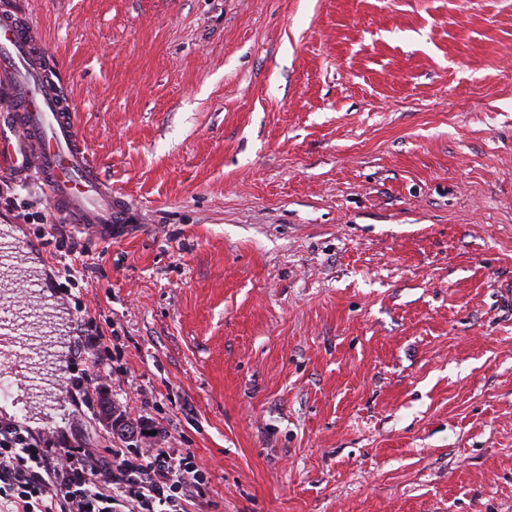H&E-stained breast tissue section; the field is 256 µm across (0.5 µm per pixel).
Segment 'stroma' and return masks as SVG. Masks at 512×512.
I'll use <instances>...</instances> for the list:
<instances>
[{
    "instance_id": "35a3bbf8",
    "label": "stroma",
    "mask_w": 512,
    "mask_h": 512,
    "mask_svg": "<svg viewBox=\"0 0 512 512\" xmlns=\"http://www.w3.org/2000/svg\"><path fill=\"white\" fill-rule=\"evenodd\" d=\"M131 217L92 263L134 436L190 449L189 512H512V0H27Z\"/></svg>"
}]
</instances>
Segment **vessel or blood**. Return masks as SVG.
Segmentation results:
<instances>
[{"instance_id":"b4317fda","label":"vessel or blood","mask_w":512,"mask_h":512,"mask_svg":"<svg viewBox=\"0 0 512 512\" xmlns=\"http://www.w3.org/2000/svg\"><path fill=\"white\" fill-rule=\"evenodd\" d=\"M70 71L52 61L34 28L25 0L0 5V171L29 175L48 189L52 208L97 240L127 220L82 141L68 94ZM29 244L14 228H0V276L12 277ZM21 291L0 289V399L37 387L52 374L73 335L74 318L62 316L32 276Z\"/></svg>"}]
</instances>
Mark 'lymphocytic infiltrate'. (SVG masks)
<instances>
[{
    "mask_svg": "<svg viewBox=\"0 0 512 512\" xmlns=\"http://www.w3.org/2000/svg\"><path fill=\"white\" fill-rule=\"evenodd\" d=\"M192 451H113L0 422V512H187L204 477Z\"/></svg>",
    "mask_w": 512,
    "mask_h": 512,
    "instance_id": "f902f5d3",
    "label": "lymphocytic infiltrate"
}]
</instances>
